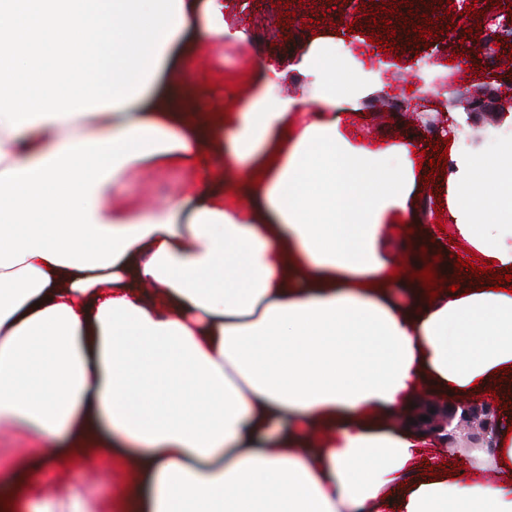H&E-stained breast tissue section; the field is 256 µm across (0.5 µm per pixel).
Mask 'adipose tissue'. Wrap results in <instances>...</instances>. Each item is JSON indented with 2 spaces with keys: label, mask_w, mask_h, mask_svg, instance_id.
I'll use <instances>...</instances> for the list:
<instances>
[{
  "label": "adipose tissue",
  "mask_w": 512,
  "mask_h": 512,
  "mask_svg": "<svg viewBox=\"0 0 512 512\" xmlns=\"http://www.w3.org/2000/svg\"><path fill=\"white\" fill-rule=\"evenodd\" d=\"M224 0H0V419L78 454L114 436L127 512H512V294L395 280L398 221L424 220L420 139L371 145L365 73L317 35L224 114L184 89ZM231 160L237 188L214 173ZM190 168L164 210L113 203L147 167ZM458 237L512 275V133L463 149ZM423 389L498 395L493 448L429 454L383 423ZM0 484L30 512H102L75 489Z\"/></svg>",
  "instance_id": "adipose-tissue-1"
}]
</instances>
